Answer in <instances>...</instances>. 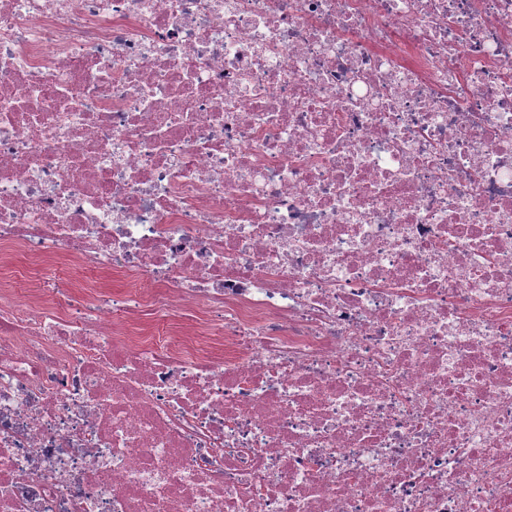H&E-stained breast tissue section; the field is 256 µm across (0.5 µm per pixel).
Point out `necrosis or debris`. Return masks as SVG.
<instances>
[{"label": "necrosis or debris", "mask_w": 512, "mask_h": 512, "mask_svg": "<svg viewBox=\"0 0 512 512\" xmlns=\"http://www.w3.org/2000/svg\"><path fill=\"white\" fill-rule=\"evenodd\" d=\"M20 257L0 512H512V0H0Z\"/></svg>", "instance_id": "1"}]
</instances>
